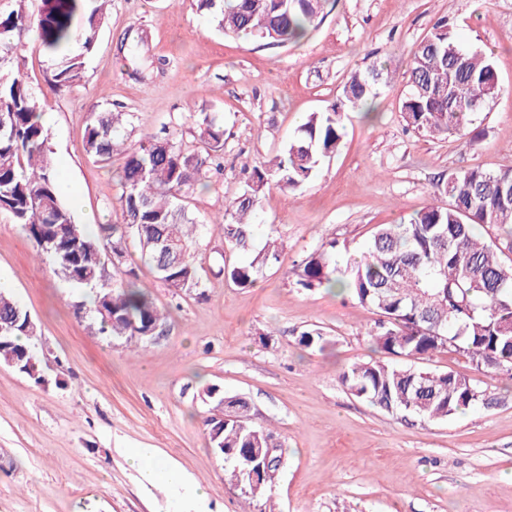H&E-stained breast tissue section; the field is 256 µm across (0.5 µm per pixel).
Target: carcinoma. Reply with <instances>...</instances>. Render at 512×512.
Here are the masks:
<instances>
[{
  "label": "carcinoma",
  "mask_w": 512,
  "mask_h": 512,
  "mask_svg": "<svg viewBox=\"0 0 512 512\" xmlns=\"http://www.w3.org/2000/svg\"><path fill=\"white\" fill-rule=\"evenodd\" d=\"M107 0H42L29 15L20 7L0 13V212L7 213L52 258L71 282L97 289L94 312L100 331L114 338L158 336L163 316L137 285L133 269L109 284L105 259L128 261L126 237L133 236L144 261L175 296L201 286L193 252L198 223L184 199L205 188L224 165V122L210 112L196 120L200 147L187 150L177 127L146 133L127 144L123 112L112 103L92 108L85 150L100 162L123 156L121 193L112 225L111 245L90 238L64 205L48 146V130L37 120L39 101L27 75L12 68L25 32L37 35L55 62L52 88L81 81L94 52ZM327 0H199L226 34L252 36L267 46L302 39L324 17ZM384 68L372 66L350 76L341 99L310 113L283 151L269 161L244 164L242 191L224 202L214 221L223 251L251 253L248 260L223 264L222 272L239 288L256 285L264 270L278 262L283 244L270 238L251 252L252 216L265 190L300 189L338 151L345 107L373 103ZM408 90L400 112L407 125L431 136L464 138L470 117L499 92L492 57L460 45L447 22L440 21L418 43L407 70ZM469 104L463 110L457 100ZM445 206L431 203L406 224H380L359 258L344 267L335 263L336 242L327 241L302 259L296 285L308 291L339 286L381 320L368 332L373 346L402 359L398 363L361 362L343 372L350 393L387 412H407L446 419L474 407L490 409L494 394L453 371L415 366L436 353L453 350L478 368L512 378V168L453 173L439 188ZM498 227L502 235L484 241L483 231ZM36 326L30 314L0 292V363L13 366L35 383L44 381L41 361L31 344ZM213 412L206 419L212 451L224 456L230 480L254 498L274 480L283 457L273 435L249 421L248 403L212 385L204 390ZM272 454H267L268 449Z\"/></svg>",
  "instance_id": "carcinoma-1"
}]
</instances>
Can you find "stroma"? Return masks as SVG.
<instances>
[{
    "label": "stroma",
    "mask_w": 512,
    "mask_h": 512,
    "mask_svg": "<svg viewBox=\"0 0 512 512\" xmlns=\"http://www.w3.org/2000/svg\"><path fill=\"white\" fill-rule=\"evenodd\" d=\"M328 14L300 42L266 46L215 31L196 0H112L80 82L52 91L53 63L34 35L19 64L53 115L48 129L58 175L76 223L96 217L108 240L120 194L121 157L103 163L84 150L92 106L107 97L133 116V132L168 124L196 145L195 117L224 122V172L186 199L204 224L193 251L199 294L172 296L151 269L138 282L164 316L155 341L101 334L87 288L70 283L20 225L0 213V276L37 326L43 370L34 383L0 364V512H172V495L144 484L127 461L152 449L207 492L183 491L185 512H512V380L454 352L423 360L452 370L499 399L444 420L388 413L342 382L353 363L380 359L368 337L378 318L349 292L295 285L300 261L337 240L338 264L362 253L380 224L407 221L436 201L450 173L512 167V0H328ZM447 20L467 46L491 54L500 91L476 114L467 140L407 128L401 91L416 45ZM381 65L390 80L374 112L347 110L344 136L304 188L266 190L252 245L284 242L278 262L251 288L220 270L239 253L211 223L241 190L244 163L282 150L308 113L342 95L353 72ZM318 329L326 349L298 343ZM210 385L244 397L253 424L281 444L284 464L266 493L245 501L225 481L208 443Z\"/></svg>",
    "instance_id": "35a3bbf8"
}]
</instances>
